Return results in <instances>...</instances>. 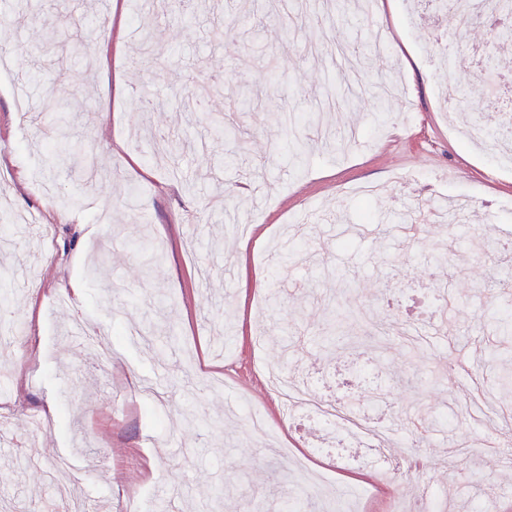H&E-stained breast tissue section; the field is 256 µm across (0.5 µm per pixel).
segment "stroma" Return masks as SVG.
I'll return each instance as SVG.
<instances>
[{
    "instance_id": "1",
    "label": "stroma",
    "mask_w": 512,
    "mask_h": 512,
    "mask_svg": "<svg viewBox=\"0 0 512 512\" xmlns=\"http://www.w3.org/2000/svg\"><path fill=\"white\" fill-rule=\"evenodd\" d=\"M198 2L192 16L174 7L156 17L128 0L108 15L98 0H31L26 13L0 0V54L33 89L25 109L0 86V278L12 283L15 336L0 354V512H123L144 486L154 512H319L335 484L363 489L352 512H388L424 484L453 512H472L469 477L512 512V466L493 446L512 399H500L489 358L512 348L495 322L512 313V287L490 279L497 242L512 238V165L496 162L512 111L497 92L472 99L493 133L474 141L440 106L449 87L512 74V41L482 20L447 19L436 0H312L296 22L269 0ZM68 13L87 51L57 63L44 50L50 28L66 39ZM225 16L240 20L234 37L214 29ZM436 25L457 34L455 58ZM130 27L137 41L125 40ZM381 30L389 43L377 41ZM106 34L114 47L103 67L95 46ZM324 39L357 46L359 58L305 53ZM47 94L77 115L70 150L38 135ZM288 111L300 116L290 136L278 124ZM212 119L241 139L211 131ZM294 136L307 145L299 164ZM367 185L385 191L368 203L357 193ZM91 197L97 209L82 206ZM452 203L468 205L483 239L446 223L394 229L398 215ZM29 213L51 225L52 251L14 223ZM288 223L296 251L268 262L262 250ZM145 239L161 262L140 250ZM435 243L449 262L433 258ZM77 321L97 345L69 335ZM132 327L140 346L123 343ZM267 366L375 416L391 455L419 468L384 489L350 442L334 449L348 468L332 484L269 455L247 407L300 448L327 437L286 417ZM160 368L162 403L114 415L111 397L138 392ZM486 398L497 410L480 424L457 408ZM460 443L463 479L448 474Z\"/></svg>"
}]
</instances>
